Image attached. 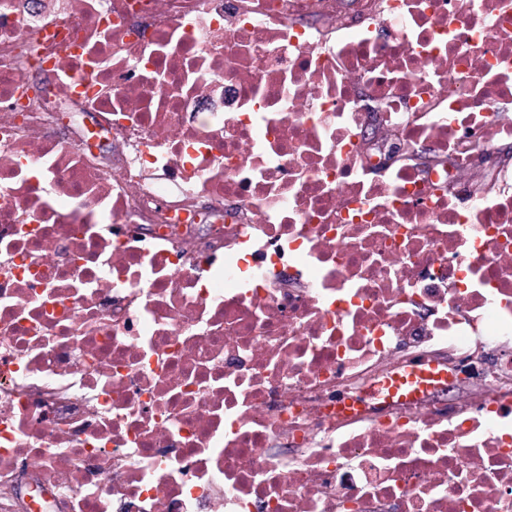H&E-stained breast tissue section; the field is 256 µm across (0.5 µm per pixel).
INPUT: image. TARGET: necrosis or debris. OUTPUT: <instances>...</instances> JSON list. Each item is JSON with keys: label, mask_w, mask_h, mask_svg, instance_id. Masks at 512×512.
Instances as JSON below:
<instances>
[{"label": "necrosis or debris", "mask_w": 512, "mask_h": 512, "mask_svg": "<svg viewBox=\"0 0 512 512\" xmlns=\"http://www.w3.org/2000/svg\"><path fill=\"white\" fill-rule=\"evenodd\" d=\"M510 142L512 0H0V512H512ZM447 380V371L438 370L434 364L420 361L407 367L403 376H397L391 391L396 393L401 390L407 394V397H414L422 391H427L432 386Z\"/></svg>", "instance_id": "1"}]
</instances>
